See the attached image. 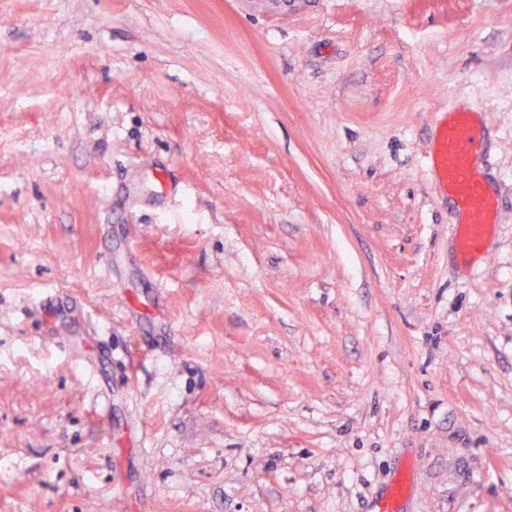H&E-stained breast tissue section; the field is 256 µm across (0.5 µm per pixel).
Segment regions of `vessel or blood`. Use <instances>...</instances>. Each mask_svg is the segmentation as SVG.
<instances>
[{
  "label": "vessel or blood",
  "mask_w": 512,
  "mask_h": 512,
  "mask_svg": "<svg viewBox=\"0 0 512 512\" xmlns=\"http://www.w3.org/2000/svg\"><path fill=\"white\" fill-rule=\"evenodd\" d=\"M482 125L474 110L449 108L439 120L428 167L439 192L458 216L452 236L465 260L489 255L496 222V194L479 170Z\"/></svg>",
  "instance_id": "1"
}]
</instances>
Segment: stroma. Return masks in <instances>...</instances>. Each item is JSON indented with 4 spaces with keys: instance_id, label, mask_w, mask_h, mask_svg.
Returning a JSON list of instances; mask_svg holds the SVG:
<instances>
[{
    "instance_id": "obj_1",
    "label": "stroma",
    "mask_w": 512,
    "mask_h": 512,
    "mask_svg": "<svg viewBox=\"0 0 512 512\" xmlns=\"http://www.w3.org/2000/svg\"><path fill=\"white\" fill-rule=\"evenodd\" d=\"M452 103L487 264L425 167ZM402 472L399 512H512V0H0V512Z\"/></svg>"
}]
</instances>
